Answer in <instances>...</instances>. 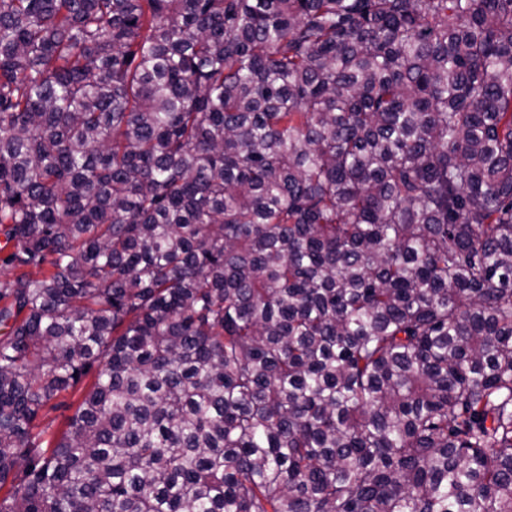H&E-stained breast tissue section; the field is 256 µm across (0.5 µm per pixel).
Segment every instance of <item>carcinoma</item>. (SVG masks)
Wrapping results in <instances>:
<instances>
[{
    "mask_svg": "<svg viewBox=\"0 0 512 512\" xmlns=\"http://www.w3.org/2000/svg\"><path fill=\"white\" fill-rule=\"evenodd\" d=\"M0 225V512H512V0H0Z\"/></svg>",
    "mask_w": 512,
    "mask_h": 512,
    "instance_id": "carcinoma-1",
    "label": "carcinoma"
}]
</instances>
